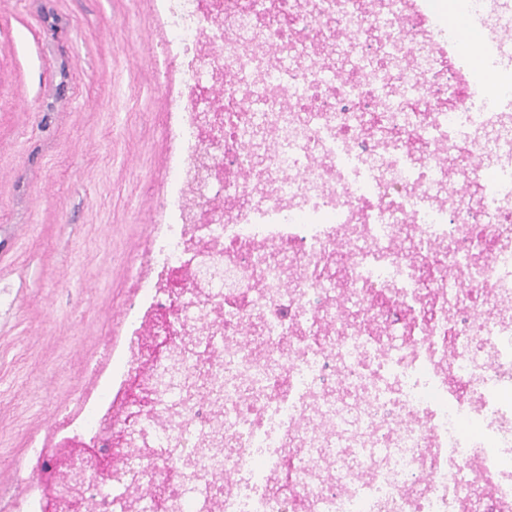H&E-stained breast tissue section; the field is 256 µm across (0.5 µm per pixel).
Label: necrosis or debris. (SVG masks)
<instances>
[{"mask_svg":"<svg viewBox=\"0 0 512 512\" xmlns=\"http://www.w3.org/2000/svg\"><path fill=\"white\" fill-rule=\"evenodd\" d=\"M156 3L159 220L0 512H512V0Z\"/></svg>","mask_w":512,"mask_h":512,"instance_id":"obj_1","label":"necrosis or debris"}]
</instances>
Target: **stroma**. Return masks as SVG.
Masks as SVG:
<instances>
[{
  "label": "stroma",
  "instance_id": "stroma-1",
  "mask_svg": "<svg viewBox=\"0 0 512 512\" xmlns=\"http://www.w3.org/2000/svg\"><path fill=\"white\" fill-rule=\"evenodd\" d=\"M165 36L153 0H0V455L78 385L156 222Z\"/></svg>",
  "mask_w": 512,
  "mask_h": 512
}]
</instances>
